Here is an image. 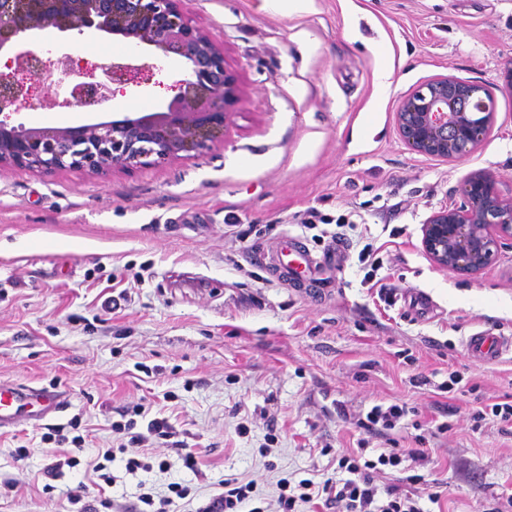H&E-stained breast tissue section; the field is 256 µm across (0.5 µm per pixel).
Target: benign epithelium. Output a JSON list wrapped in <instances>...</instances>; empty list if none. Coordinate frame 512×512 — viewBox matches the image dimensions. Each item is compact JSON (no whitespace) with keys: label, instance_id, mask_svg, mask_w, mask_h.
<instances>
[{"label":"benign epithelium","instance_id":"1","mask_svg":"<svg viewBox=\"0 0 512 512\" xmlns=\"http://www.w3.org/2000/svg\"><path fill=\"white\" fill-rule=\"evenodd\" d=\"M182 0H0V170L42 173L79 170L106 175L201 156L224 140L242 98L236 71L224 47L187 17ZM99 31L140 47L147 46L181 60L185 77L161 109L131 112L121 119L67 128H26L9 122L8 112L29 102L20 73L47 71L25 49L34 31ZM128 67L98 63L87 73L79 103L112 96ZM68 76L42 80L41 104L68 105L60 89ZM398 139L407 150L455 162L472 154L497 122V106L488 86L448 74L431 76L411 87L394 111ZM460 199L433 210L422 222L420 244L438 268L476 275L497 261L502 241L512 239V193L478 169L459 184Z\"/></svg>","mask_w":512,"mask_h":512}]
</instances>
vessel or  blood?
Wrapping results in <instances>:
<instances>
[{"label":"vessel or blood","mask_w":512,"mask_h":512,"mask_svg":"<svg viewBox=\"0 0 512 512\" xmlns=\"http://www.w3.org/2000/svg\"><path fill=\"white\" fill-rule=\"evenodd\" d=\"M282 274L297 288L328 287L318 260L300 238L278 240L271 253ZM468 354L480 361H493L512 352V336H495L479 331L467 336ZM63 406V394L54 387H35L0 380V429L20 421H43L54 417Z\"/></svg>","instance_id":"obj_1"}]
</instances>
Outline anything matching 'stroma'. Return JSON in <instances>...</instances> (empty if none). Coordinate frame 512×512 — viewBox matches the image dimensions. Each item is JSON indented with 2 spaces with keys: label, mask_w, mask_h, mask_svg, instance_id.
<instances>
[{
  "label": "stroma",
  "mask_w": 512,
  "mask_h": 512,
  "mask_svg": "<svg viewBox=\"0 0 512 512\" xmlns=\"http://www.w3.org/2000/svg\"><path fill=\"white\" fill-rule=\"evenodd\" d=\"M183 12L222 44L244 90L233 124L208 153L98 177L77 170L0 171V380L54 386L58 416L0 431V512H91L102 499L138 512L139 481L122 459L94 466L111 448L113 422L129 402L198 453L197 469L174 460L166 475L190 490L176 512L220 493L224 477L334 475L342 452L422 448L420 462L385 468L379 485L433 481L431 512H512V435L485 406L512 396V353L483 363L462 346L476 330L512 336V241L474 276L438 269L420 246L434 208L458 201L460 179L484 169L512 189V0H312L305 12L263 0H183ZM30 49L46 63L70 60L69 84L110 59L131 65L111 99L52 110L21 106L27 127H71L164 106L185 68L146 48L88 32H40ZM437 74L478 80L497 99L494 129L473 154L445 162L409 152L393 113L400 96ZM316 208L337 232L358 226L379 259L364 281L360 246L349 244L338 286L315 299L253 261L283 236L303 237L315 256L327 241L297 217ZM236 222L240 234L227 232ZM434 303L413 317L415 294ZM119 307L106 311L109 301ZM464 381L445 391L450 372ZM409 413L373 435L360 419L376 404ZM78 428H71V421ZM247 433H239V425ZM63 427L66 442H42ZM279 442L259 453L268 429ZM86 439L84 461L64 460L69 437ZM27 446L28 457L16 456Z\"/></svg>",
  "instance_id": "obj_1"
}]
</instances>
